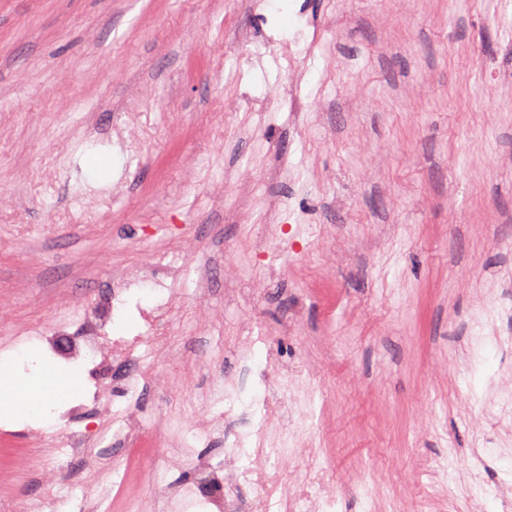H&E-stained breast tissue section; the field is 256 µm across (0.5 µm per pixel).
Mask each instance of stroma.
Returning <instances> with one entry per match:
<instances>
[{
  "instance_id": "1",
  "label": "stroma",
  "mask_w": 512,
  "mask_h": 512,
  "mask_svg": "<svg viewBox=\"0 0 512 512\" xmlns=\"http://www.w3.org/2000/svg\"><path fill=\"white\" fill-rule=\"evenodd\" d=\"M512 0H0V364L79 371L27 449L17 504L93 455L150 444L115 502L152 512L166 448L211 512L231 478L219 406L268 373L293 455L255 453L283 494L311 472L337 512H512ZM246 326L262 343L240 349ZM161 336L101 365L84 337Z\"/></svg>"
}]
</instances>
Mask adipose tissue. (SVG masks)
<instances>
[{"label":"adipose tissue","mask_w":512,"mask_h":512,"mask_svg":"<svg viewBox=\"0 0 512 512\" xmlns=\"http://www.w3.org/2000/svg\"><path fill=\"white\" fill-rule=\"evenodd\" d=\"M84 379L78 372L49 362L42 363L37 376L0 371V414L15 419L47 420L48 408L75 399Z\"/></svg>","instance_id":"obj_1"}]
</instances>
